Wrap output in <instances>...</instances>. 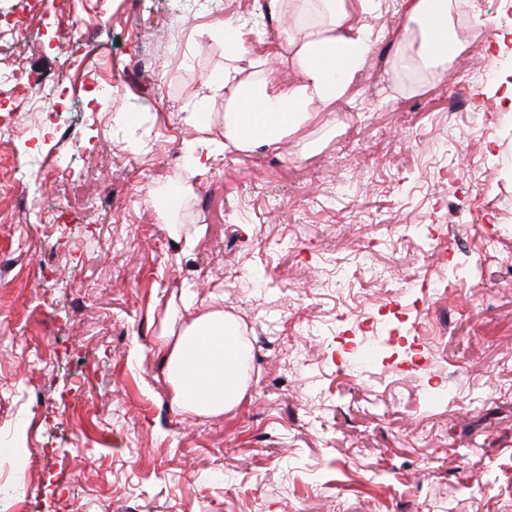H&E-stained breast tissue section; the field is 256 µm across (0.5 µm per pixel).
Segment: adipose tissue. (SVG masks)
Here are the masks:
<instances>
[{
    "instance_id": "obj_1",
    "label": "adipose tissue",
    "mask_w": 512,
    "mask_h": 512,
    "mask_svg": "<svg viewBox=\"0 0 512 512\" xmlns=\"http://www.w3.org/2000/svg\"><path fill=\"white\" fill-rule=\"evenodd\" d=\"M379 4L380 0H269L268 16L285 20L283 38L269 64L250 75L238 64L240 36L235 28L226 27L228 61L218 80L206 85L208 97L224 99V139L193 152V165L203 167L205 158L219 157L230 147L280 151L285 139L347 101L377 41L363 18ZM400 7L401 45H410L413 34H420L419 57L428 66L443 67L457 49L452 38L443 45L435 42L436 32L452 27L449 0H400ZM281 65L295 73L294 82L280 81ZM154 350L167 365L173 400L181 410L214 416L242 399L241 353L223 312L206 313L181 329L165 323Z\"/></svg>"
}]
</instances>
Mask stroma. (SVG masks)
<instances>
[{
    "label": "stroma",
    "instance_id": "1",
    "mask_svg": "<svg viewBox=\"0 0 512 512\" xmlns=\"http://www.w3.org/2000/svg\"><path fill=\"white\" fill-rule=\"evenodd\" d=\"M70 4L76 63L0 40V73L93 106L43 144L65 183L0 139V448L20 450L0 512H512V112L485 108L512 81V0L455 17L444 78L379 40L307 148L191 173L168 158L224 136L223 99L206 129L183 108L223 72L225 24L251 60L278 26L253 0ZM215 309L245 395L206 418L153 345Z\"/></svg>",
    "mask_w": 512,
    "mask_h": 512
}]
</instances>
